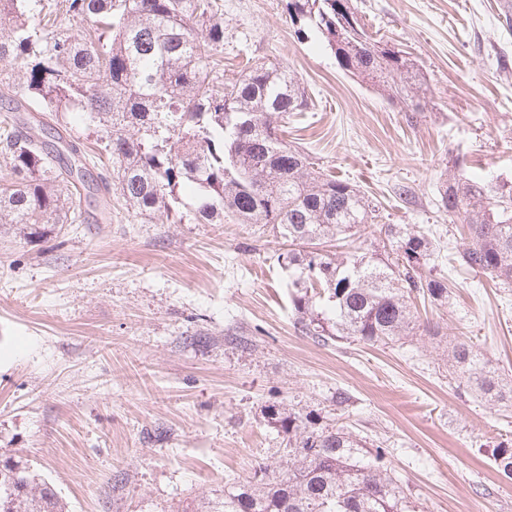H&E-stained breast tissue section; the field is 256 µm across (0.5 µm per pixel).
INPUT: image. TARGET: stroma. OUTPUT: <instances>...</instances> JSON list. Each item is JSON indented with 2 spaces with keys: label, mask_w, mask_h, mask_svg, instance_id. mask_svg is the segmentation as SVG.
Here are the masks:
<instances>
[{
  "label": "stroma",
  "mask_w": 512,
  "mask_h": 512,
  "mask_svg": "<svg viewBox=\"0 0 512 512\" xmlns=\"http://www.w3.org/2000/svg\"><path fill=\"white\" fill-rule=\"evenodd\" d=\"M221 2L225 80L249 60L287 64L310 101L289 115L288 143L357 185L383 223L462 246L437 183L454 169L512 181V30L499 0H354L372 37L427 77L413 122L317 36L298 39L287 0ZM286 249L269 225L145 224L118 198L108 224L41 238L0 227V459L27 462L66 512H181L287 460L288 437L265 414L280 403L391 448L417 512H512V481L490 461L512 410L448 379L456 336L512 376V287L463 273L447 304H417L416 335L321 345L294 326Z\"/></svg>",
  "instance_id": "1"
}]
</instances>
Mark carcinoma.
Here are the masks:
<instances>
[{
    "instance_id": "carcinoma-1",
    "label": "carcinoma",
    "mask_w": 512,
    "mask_h": 512,
    "mask_svg": "<svg viewBox=\"0 0 512 512\" xmlns=\"http://www.w3.org/2000/svg\"><path fill=\"white\" fill-rule=\"evenodd\" d=\"M298 38L312 31L338 67L361 76L413 120L425 111V76L400 51L379 52L352 0H288ZM341 29L339 39L332 38ZM224 13L220 0H0V97L26 112L0 133V161L15 182L0 189V224L44 235L54 224L86 220L82 200L110 191L150 224L157 214L198 224H271L288 251L296 328L322 344H389L416 329L412 305L448 303L449 277L435 272L427 230L380 224L356 185L317 173L279 135L308 96L288 66L256 63L220 82ZM92 131L107 163L87 176L92 155L69 133L70 117ZM62 121L54 142L42 137ZM190 192L193 203L183 200ZM437 209L468 227L469 241L448 258L512 286V182L450 173ZM385 237L383 252L325 253L323 241L359 233ZM448 376L463 394L512 407V383L466 336L448 346ZM269 422L288 435V459L262 464L224 489L205 512H415L391 466L343 425L312 412L273 406ZM512 480V441L491 452ZM0 478V512H64L54 487L16 461Z\"/></svg>"
}]
</instances>
